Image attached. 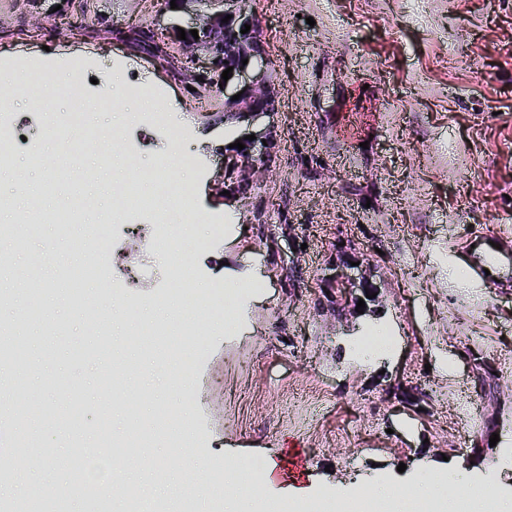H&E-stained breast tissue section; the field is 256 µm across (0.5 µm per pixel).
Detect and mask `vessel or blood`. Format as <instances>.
Returning <instances> with one entry per match:
<instances>
[{
  "mask_svg": "<svg viewBox=\"0 0 512 512\" xmlns=\"http://www.w3.org/2000/svg\"><path fill=\"white\" fill-rule=\"evenodd\" d=\"M462 250L469 253L479 283L512 282V234L477 231L463 243Z\"/></svg>",
  "mask_w": 512,
  "mask_h": 512,
  "instance_id": "b4317fda",
  "label": "vessel or blood"
}]
</instances>
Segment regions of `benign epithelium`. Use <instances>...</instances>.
<instances>
[{"mask_svg":"<svg viewBox=\"0 0 512 512\" xmlns=\"http://www.w3.org/2000/svg\"><path fill=\"white\" fill-rule=\"evenodd\" d=\"M251 0H179L177 8L168 9L169 23L165 32L174 41H179L178 29L185 33L195 29L198 34H207L222 24L225 16H232V21L237 25H251L254 23V11L248 7ZM262 46L246 51L245 58L248 63L243 68H234L232 77L222 79L224 63L221 62L223 54L207 39L198 40L190 49V58L194 62L202 61L206 72L217 76V90L224 97V104L232 111L239 114V120L253 126L272 114L269 105V91L271 89L268 67L260 58ZM214 83V84H216ZM209 80H204L203 85L214 87ZM242 93L239 99H233L237 93ZM240 142L245 145V156L233 159L224 158V167L237 184L244 187H253L262 180L267 172L266 158L270 146L263 145V141L270 140L269 132L255 134V139L250 141L245 136H238ZM353 259L346 258L341 263L340 273L336 279L347 285L352 299L366 298V291L362 285L366 281V270L363 265H351Z\"/></svg>","mask_w":512,"mask_h":512,"instance_id":"7a95c632","label":"benign epithelium"}]
</instances>
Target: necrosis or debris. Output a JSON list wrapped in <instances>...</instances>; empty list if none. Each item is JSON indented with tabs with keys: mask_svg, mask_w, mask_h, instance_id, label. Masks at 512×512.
Here are the masks:
<instances>
[{
	"mask_svg": "<svg viewBox=\"0 0 512 512\" xmlns=\"http://www.w3.org/2000/svg\"><path fill=\"white\" fill-rule=\"evenodd\" d=\"M15 95L14 86H0L1 163L12 159L23 144L24 131L17 125L11 110ZM140 122L164 132L168 143L167 151L158 158L154 170L156 179L163 187L157 196L141 192L140 149L126 133L119 130L107 133L90 128L85 139L63 145L55 158L56 164L74 183L87 176L78 158L90 144L94 145L102 158L121 156L128 171L127 177L113 191L119 202L118 207L70 241L72 254L77 260L70 279L71 297L86 323L94 326L97 338L96 347L84 350L83 355L88 359L107 361L108 367L103 375L107 381L112 380L117 372L116 366L110 362L108 321L90 305L92 297L83 287V257L91 251L103 252L110 242L112 232L127 227L134 217L147 218L150 232L145 240L146 246L165 248L173 256L175 269L174 287L160 295L161 303L169 311L168 317L163 323L143 326L137 333V340L149 349L164 347L177 368L194 373L207 355L201 342L202 337L231 332L236 326L240 303L258 288L257 282L246 280L238 282L233 288L221 284L203 286L195 258L223 240L228 228L216 214L183 206L184 201L192 195L194 186L178 181L177 175L181 169L197 165L195 157L182 149L189 137L188 131L174 126L165 112L141 113ZM80 211V206L70 204L51 212H36L26 216L23 225H1L0 238L8 239L12 249H21L27 242L29 232L35 231L39 225L53 224L60 232H67L70 224L77 222ZM176 215L181 218L177 224L172 221ZM185 223L206 225L205 235L189 242L184 241L181 226ZM193 323L197 324L200 335L196 341L189 337V326ZM76 495L83 499V512H170L171 509L168 501L152 498L139 490L127 496L123 502H112L110 497L102 493L99 483L95 482L71 488L69 496L48 503V512H70L71 499Z\"/></svg>",
	"mask_w": 512,
	"mask_h": 512,
	"instance_id": "4bbe7bcc",
	"label": "necrosis or debris"
}]
</instances>
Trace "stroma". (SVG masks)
Returning a JSON list of instances; mask_svg holds the SVG:
<instances>
[{
	"label": "stroma",
	"mask_w": 512,
	"mask_h": 512,
	"mask_svg": "<svg viewBox=\"0 0 512 512\" xmlns=\"http://www.w3.org/2000/svg\"><path fill=\"white\" fill-rule=\"evenodd\" d=\"M165 0H0V57L35 59L61 83L111 74L120 86L159 87L155 109L185 115L193 148L206 155L193 206L230 217L235 228L199 261L208 280L263 282L244 306L233 340L206 337L209 359L187 407L208 445L185 468L211 471L245 453L270 459L299 449L308 500L348 493L361 478L409 486L422 468L451 463L492 492L512 489V288H484L456 252L476 229L512 232V0H252L277 91L269 119L272 173L245 199L224 195V142L206 114L219 97L196 96V71L182 52L135 37L131 26L162 22ZM100 128H136L137 98L85 106ZM72 101L51 106L53 126L0 166V195L12 221L32 203L52 209L75 196L97 214L112 209L116 171L94 149L81 163L95 178L72 186L54 167L58 140L82 139ZM43 153L33 165L30 156ZM28 171L19 193L12 172ZM138 238L99 255L97 286L112 338L135 329L126 316L163 317L145 295L172 288L171 262L142 254L133 286L113 299L112 278ZM363 259L381 310L336 305L325 279L341 249ZM139 252V251H138ZM72 260L55 226L33 233L13 271L36 279L44 313L23 343L27 372L47 405L64 408L76 385L89 423L110 408L109 429L150 430L146 457L170 454L160 407L179 404L162 351L123 349L128 372L107 392L95 361L78 359L91 338L66 301L62 270ZM380 329L387 345L365 355L359 341ZM497 444H490L491 434Z\"/></svg>",
	"instance_id": "obj_1"
}]
</instances>
